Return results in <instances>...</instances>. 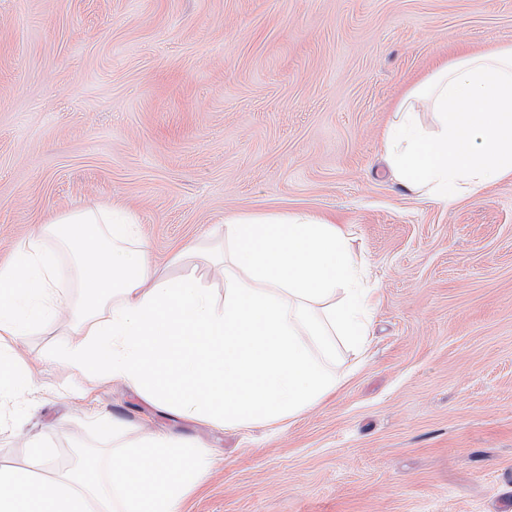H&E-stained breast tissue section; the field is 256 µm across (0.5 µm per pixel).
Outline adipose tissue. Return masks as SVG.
Masks as SVG:
<instances>
[{
    "label": "adipose tissue",
    "instance_id": "1",
    "mask_svg": "<svg viewBox=\"0 0 512 512\" xmlns=\"http://www.w3.org/2000/svg\"><path fill=\"white\" fill-rule=\"evenodd\" d=\"M435 113L425 131L420 111ZM409 190L452 206L512 177V47L440 64L399 104L385 140ZM70 263L79 301L61 291ZM214 263L224 299L164 275L124 209L57 216L0 261V398L35 389L21 342L61 309L77 339L52 353L73 376L122 380L176 414L227 427L282 424L332 393L339 343L361 350L375 289L335 225L295 212L230 216Z\"/></svg>",
    "mask_w": 512,
    "mask_h": 512
}]
</instances>
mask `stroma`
<instances>
[{"instance_id": "1", "label": "stroma", "mask_w": 512, "mask_h": 512, "mask_svg": "<svg viewBox=\"0 0 512 512\" xmlns=\"http://www.w3.org/2000/svg\"><path fill=\"white\" fill-rule=\"evenodd\" d=\"M512 45V0H0V258L84 206L137 213L174 251L224 216L304 211L378 286L364 358L279 427L223 428L121 381L85 387L26 338L34 395L0 403V465L31 441L71 469L93 411L194 440L212 467L181 512H498L512 491V179L452 208L394 178L383 139L442 62Z\"/></svg>"}]
</instances>
